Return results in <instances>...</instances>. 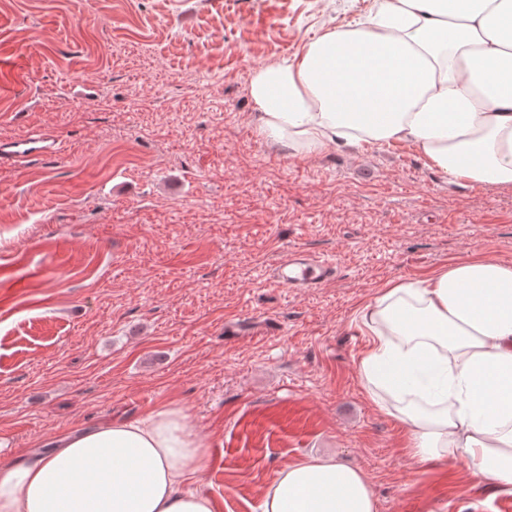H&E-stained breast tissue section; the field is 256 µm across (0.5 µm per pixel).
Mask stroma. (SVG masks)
Here are the masks:
<instances>
[{"label": "stroma", "instance_id": "obj_1", "mask_svg": "<svg viewBox=\"0 0 512 512\" xmlns=\"http://www.w3.org/2000/svg\"><path fill=\"white\" fill-rule=\"evenodd\" d=\"M375 0H0V139L61 158L0 169V463L164 406L208 448L214 512H260L279 471L358 468L376 512H500L459 459L421 463L361 383L360 309L468 257L512 264V187L411 145L265 142L254 70ZM335 256L309 293L269 269ZM276 336L224 338L228 320ZM63 140L52 134L31 133L0 140V161L24 163L39 158H56L63 155ZM277 331H279L278 324L272 319H266L261 322L236 320L224 323V337L226 338L245 336L258 332L274 333Z\"/></svg>", "mask_w": 512, "mask_h": 512}]
</instances>
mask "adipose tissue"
Listing matches in <instances>:
<instances>
[{
    "label": "adipose tissue",
    "mask_w": 512,
    "mask_h": 512,
    "mask_svg": "<svg viewBox=\"0 0 512 512\" xmlns=\"http://www.w3.org/2000/svg\"><path fill=\"white\" fill-rule=\"evenodd\" d=\"M258 131L304 150L411 143L426 164L512 186V0H379L293 60L254 70ZM358 363L420 462L464 459L512 493V265L469 258L366 305ZM208 451L181 409L56 436L0 464V512H212L191 484ZM261 512H375L363 473L332 457L282 469Z\"/></svg>",
    "instance_id": "ef3b65f1"
}]
</instances>
